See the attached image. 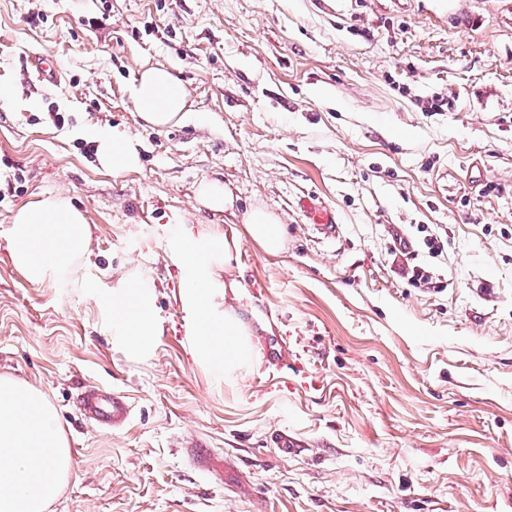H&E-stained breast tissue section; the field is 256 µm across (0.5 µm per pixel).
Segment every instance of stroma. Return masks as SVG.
Listing matches in <instances>:
<instances>
[{
  "mask_svg": "<svg viewBox=\"0 0 512 512\" xmlns=\"http://www.w3.org/2000/svg\"><path fill=\"white\" fill-rule=\"evenodd\" d=\"M33 53L61 81L29 73ZM156 64L192 120L139 118L129 88ZM0 83V375L44 394L72 450L48 512H512V0H0ZM93 126L137 139L139 167L100 168ZM213 180L231 207L198 201ZM44 193L90 243L35 283L9 227ZM256 207L284 224L280 254L249 238ZM176 226L240 239L235 310L278 352L244 382L189 354ZM126 279L153 295L143 355L112 332ZM92 384L128 395L123 430L81 419ZM277 430L301 451L278 456ZM194 436L221 479L193 469ZM304 208L309 214L312 224H315L321 234L326 237L336 235V217L331 210L305 202Z\"/></svg>",
  "mask_w": 512,
  "mask_h": 512,
  "instance_id": "obj_1",
  "label": "stroma"
}]
</instances>
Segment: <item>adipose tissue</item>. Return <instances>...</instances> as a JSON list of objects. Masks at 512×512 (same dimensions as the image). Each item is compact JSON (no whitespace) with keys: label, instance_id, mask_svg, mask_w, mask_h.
Here are the masks:
<instances>
[{"label":"adipose tissue","instance_id":"adipose-tissue-1","mask_svg":"<svg viewBox=\"0 0 512 512\" xmlns=\"http://www.w3.org/2000/svg\"><path fill=\"white\" fill-rule=\"evenodd\" d=\"M130 96L141 119L164 127L186 119L187 94L169 70L140 72ZM100 167L132 170L140 164L139 144L127 133L94 130ZM247 234L265 252L284 248L277 217L256 208L244 217ZM11 258L32 282L59 276L88 248L84 214L60 194H46L20 207L9 230ZM237 239L214 250L203 241L173 236L174 252L187 273L182 308L191 327L189 351L222 377L241 378L254 362L248 332L228 299L241 285L227 273ZM149 289L123 282L112 293V328L127 349H143L153 334ZM71 477V453L54 408L43 393L10 376H0V512H46Z\"/></svg>","mask_w":512,"mask_h":512}]
</instances>
